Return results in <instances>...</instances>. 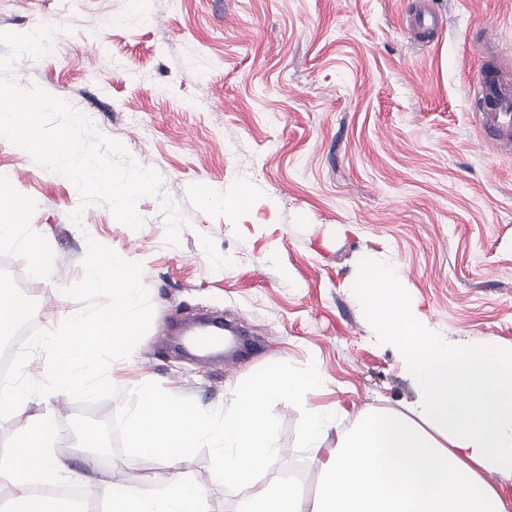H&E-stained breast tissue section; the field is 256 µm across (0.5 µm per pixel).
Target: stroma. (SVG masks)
<instances>
[{"instance_id": "1", "label": "stroma", "mask_w": 512, "mask_h": 512, "mask_svg": "<svg viewBox=\"0 0 512 512\" xmlns=\"http://www.w3.org/2000/svg\"><path fill=\"white\" fill-rule=\"evenodd\" d=\"M430 7L440 23L421 38L419 0H0V31L73 28L62 51L22 59L17 80L78 106L162 178L160 197L138 201L134 230L105 204L81 206L70 180L0 139V183L47 237L38 267L19 242L0 243V262L37 303L35 326L83 310L62 290L84 274L87 239L142 265L153 318L109 367L121 395L93 413L112 417L147 382L225 410L275 362L315 363L322 383L309 402L339 404V429L366 408H400L415 397L408 369L345 286L370 255L399 265L402 288L452 347L512 346V147L485 143L470 92L480 66L512 74V0ZM241 188L258 223L224 210ZM164 197L189 222L176 246L165 242ZM203 309L242 322L256 348L231 364L184 357L165 330ZM81 410L60 392L31 397L0 420V450L30 415L50 412L71 471L166 487L163 462L76 450L66 430ZM267 415L276 473L301 467L299 488L315 496L301 409L279 400Z\"/></svg>"}]
</instances>
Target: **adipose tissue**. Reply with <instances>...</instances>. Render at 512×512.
Returning a JSON list of instances; mask_svg holds the SVG:
<instances>
[{"instance_id": "ef3b65f1", "label": "adipose tissue", "mask_w": 512, "mask_h": 512, "mask_svg": "<svg viewBox=\"0 0 512 512\" xmlns=\"http://www.w3.org/2000/svg\"><path fill=\"white\" fill-rule=\"evenodd\" d=\"M25 211V201L1 184L0 241L24 237L37 265L46 242L38 230L22 232ZM400 281L395 264L372 256L350 288L411 371L416 396L404 410L368 409L350 430L332 433L334 412L305 405L321 382L315 369L298 375L277 368L251 379L222 419L144 390L129 420L128 445L172 467L168 486L151 493L99 479L88 485L90 500L103 502L106 512H206L205 487L185 469L195 449L206 446L214 457L212 481L248 488L240 512H512V497L487 480L494 474L512 482V347L491 339L466 352L451 347ZM282 399L305 406L307 447L336 439L316 462L322 487L312 499L292 482H255L276 462L267 408ZM59 432L53 414L33 415L16 437L18 458L0 464V491L22 512H62L59 501L33 493L67 478L52 452Z\"/></svg>"}]
</instances>
